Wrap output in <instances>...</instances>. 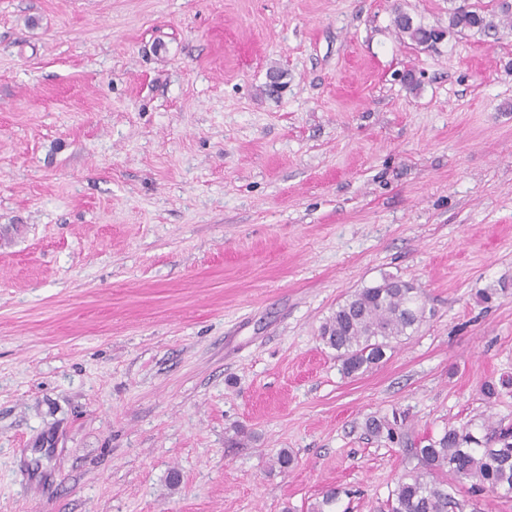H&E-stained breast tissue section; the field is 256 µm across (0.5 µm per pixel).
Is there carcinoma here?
<instances>
[{
	"label": "carcinoma",
	"instance_id": "1",
	"mask_svg": "<svg viewBox=\"0 0 512 512\" xmlns=\"http://www.w3.org/2000/svg\"><path fill=\"white\" fill-rule=\"evenodd\" d=\"M448 26L414 21L401 7L393 11L395 27L418 46L434 48L456 32L495 31L512 18V4L489 0L461 5L448 0ZM424 306L413 283L388 277L348 295L321 326L324 345L336 352L342 371L355 376L379 364L393 343L422 321ZM369 432L395 437L394 424L370 417ZM422 468L401 475L388 501V512H466L469 497L487 492L512 494V427H493L483 437L467 428H450L415 449ZM453 482H448L447 476Z\"/></svg>",
	"mask_w": 512,
	"mask_h": 512
}]
</instances>
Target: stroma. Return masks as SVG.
<instances>
[{"label": "stroma", "mask_w": 512, "mask_h": 512, "mask_svg": "<svg viewBox=\"0 0 512 512\" xmlns=\"http://www.w3.org/2000/svg\"><path fill=\"white\" fill-rule=\"evenodd\" d=\"M397 6L448 23L0 0V512H388L414 447L512 425V28ZM389 275L425 317L345 376L320 327ZM448 2L451 6L448 7L447 27L428 26L421 22H415L414 18L399 6L394 8L393 23L411 42L426 48L436 47L438 41L453 32H496L498 27L504 23V18L510 20L511 27V1H508L509 3L505 0H490L488 3L477 1L468 5H456V0H448Z\"/></svg>", "instance_id": "obj_1"}]
</instances>
